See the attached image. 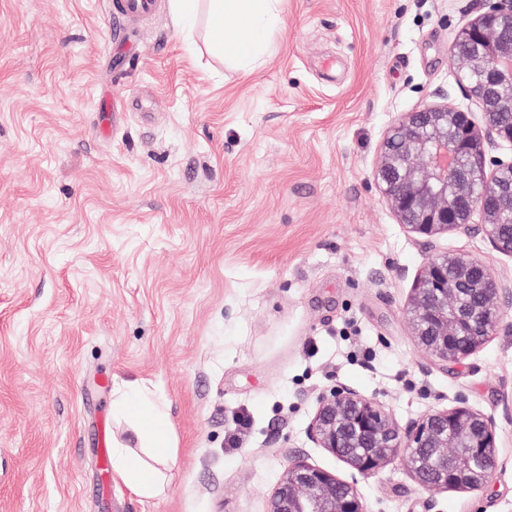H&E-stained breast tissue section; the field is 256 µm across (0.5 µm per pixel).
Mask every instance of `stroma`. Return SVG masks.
<instances>
[{"label": "stroma", "instance_id": "stroma-1", "mask_svg": "<svg viewBox=\"0 0 512 512\" xmlns=\"http://www.w3.org/2000/svg\"><path fill=\"white\" fill-rule=\"evenodd\" d=\"M490 5L285 0L242 67L167 6L127 28L105 0H0V512H267L293 455L369 512H512V310L431 362L407 314L430 252L373 178L402 113H480L450 49ZM437 248L512 281L482 233ZM135 382L174 444L153 498L103 479ZM337 384L403 425L464 398L496 421L492 480L431 510L403 458L358 475L306 437Z\"/></svg>", "mask_w": 512, "mask_h": 512}]
</instances>
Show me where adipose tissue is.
I'll return each instance as SVG.
<instances>
[{"mask_svg": "<svg viewBox=\"0 0 512 512\" xmlns=\"http://www.w3.org/2000/svg\"><path fill=\"white\" fill-rule=\"evenodd\" d=\"M282 0H172L173 13L186 26H194L199 9H206L215 40L213 52L241 66L258 60L271 42L280 18ZM244 21V28L228 29L225 18ZM115 413L131 421L142 446L134 451L122 441H114L112 469L136 495L158 494L165 471L174 458L167 433V413L159 399L146 387L131 384L118 391L112 403Z\"/></svg>", "mask_w": 512, "mask_h": 512, "instance_id": "1", "label": "adipose tissue"}]
</instances>
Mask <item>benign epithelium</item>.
<instances>
[{
	"instance_id": "benign-epithelium-1",
	"label": "benign epithelium",
	"mask_w": 512,
	"mask_h": 512,
	"mask_svg": "<svg viewBox=\"0 0 512 512\" xmlns=\"http://www.w3.org/2000/svg\"><path fill=\"white\" fill-rule=\"evenodd\" d=\"M512 0H497L462 28L451 47L456 80L482 108L473 113L425 105L406 112L389 128L374 179L391 209L425 247L448 232L480 231L495 251L512 256V190L501 184L512 164L488 174L492 140L512 142ZM480 223H474V217ZM512 284L498 279L479 257L434 253L417 277L407 303L417 345L436 364L474 355L503 323ZM308 438L359 474H376L405 452L414 482L428 494L483 487L497 464L495 420L464 401L437 408L402 426L386 405L357 389L337 384L317 399ZM267 512H368L355 483L294 457L269 500Z\"/></svg>"
}]
</instances>
